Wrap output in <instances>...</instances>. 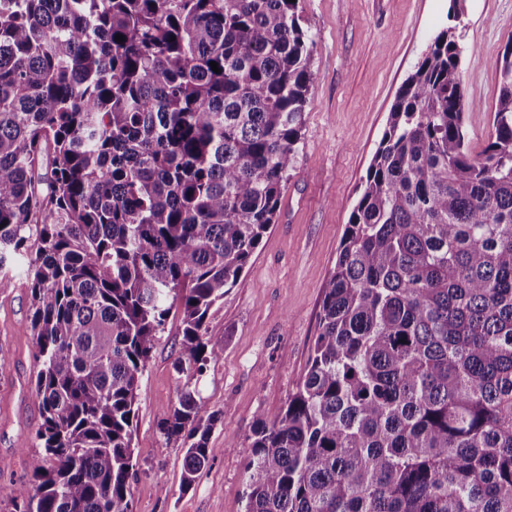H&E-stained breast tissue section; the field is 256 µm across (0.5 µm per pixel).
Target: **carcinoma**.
<instances>
[{
  "label": "carcinoma",
  "instance_id": "1",
  "mask_svg": "<svg viewBox=\"0 0 512 512\" xmlns=\"http://www.w3.org/2000/svg\"><path fill=\"white\" fill-rule=\"evenodd\" d=\"M314 45L293 0H0V267L27 256L43 448L13 512H134L139 379L176 303L160 429L184 487L209 464L190 380L275 223ZM461 54L441 31L397 94L245 512H512V40L478 156Z\"/></svg>",
  "mask_w": 512,
  "mask_h": 512
}]
</instances>
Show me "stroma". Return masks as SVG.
<instances>
[{
  "mask_svg": "<svg viewBox=\"0 0 512 512\" xmlns=\"http://www.w3.org/2000/svg\"><path fill=\"white\" fill-rule=\"evenodd\" d=\"M298 0L315 46L295 167L277 218L237 285L209 312L207 336L224 352L196 383L215 411L213 457L183 488L185 450L159 424L186 378L181 312L172 309L140 377L133 437L135 512H244L245 467L260 412L285 407L319 334L324 283L397 93L447 27L462 36L459 66L473 152L487 143L498 96L496 60L512 39V0ZM27 263L0 267V512L26 481L40 409Z\"/></svg>",
  "mask_w": 512,
  "mask_h": 512,
  "instance_id": "obj_1",
  "label": "stroma"
}]
</instances>
